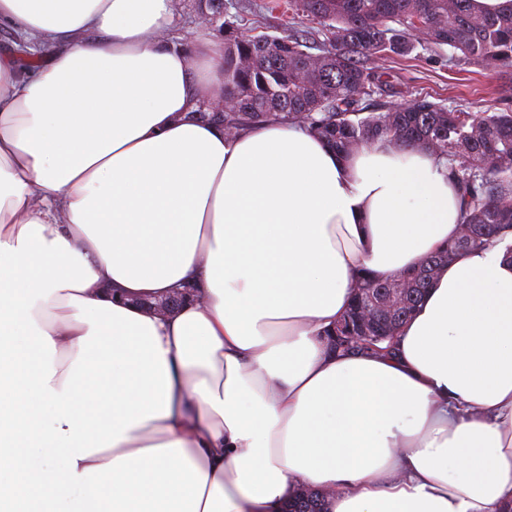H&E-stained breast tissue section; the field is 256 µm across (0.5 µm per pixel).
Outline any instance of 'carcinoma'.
<instances>
[{
    "instance_id": "carcinoma-1",
    "label": "carcinoma",
    "mask_w": 512,
    "mask_h": 512,
    "mask_svg": "<svg viewBox=\"0 0 512 512\" xmlns=\"http://www.w3.org/2000/svg\"><path fill=\"white\" fill-rule=\"evenodd\" d=\"M268 9L307 18V37L286 28L248 34L218 11L214 0L199 10L219 23L224 38L227 112L206 106L193 117L224 128L228 136L266 122L296 123L341 155L377 145L398 150L424 146L448 162L458 187L467 232L432 253L422 265L386 278L362 272L352 289L373 288L391 311L378 328L389 339L365 340L349 352L390 357L397 337L426 288L460 253L486 250L512 235V106L497 112L449 108L427 96L408 106L371 108L381 75L367 66L383 54L406 56L413 33L448 47V63L472 62L496 74L512 72V11L472 12L470 0H269ZM320 49L309 52L311 45ZM327 495L304 489L287 512H327Z\"/></svg>"
}]
</instances>
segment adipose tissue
Here are the masks:
<instances>
[{
	"label": "adipose tissue",
	"instance_id": "ef3b65f1",
	"mask_svg": "<svg viewBox=\"0 0 512 512\" xmlns=\"http://www.w3.org/2000/svg\"><path fill=\"white\" fill-rule=\"evenodd\" d=\"M173 0H0V512H512V255L457 256L392 357L332 351L361 271L459 233L425 148L195 119L224 42ZM159 316L139 299L181 285ZM109 378H102L103 366ZM326 500V494L307 488L290 500L285 509L286 512H327Z\"/></svg>",
	"mask_w": 512,
	"mask_h": 512
}]
</instances>
